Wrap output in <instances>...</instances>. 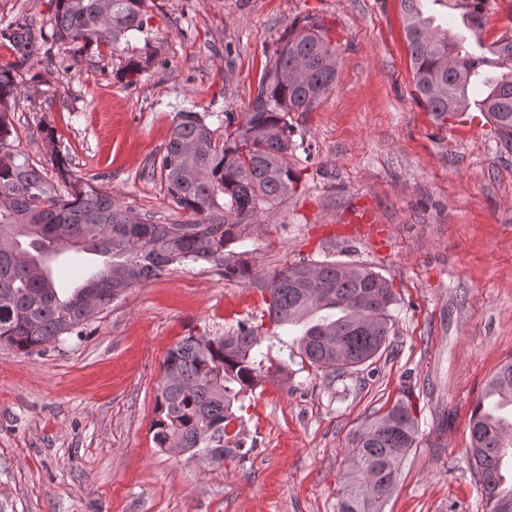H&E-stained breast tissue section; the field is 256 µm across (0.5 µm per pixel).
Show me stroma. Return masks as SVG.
Instances as JSON below:
<instances>
[{
  "instance_id": "stroma-1",
  "label": "stroma",
  "mask_w": 512,
  "mask_h": 512,
  "mask_svg": "<svg viewBox=\"0 0 512 512\" xmlns=\"http://www.w3.org/2000/svg\"><path fill=\"white\" fill-rule=\"evenodd\" d=\"M144 32L73 56L52 40L56 0H0V67L19 89L12 142L51 182L55 154L155 224L181 223L149 161L175 113L223 139L278 38L313 20L337 48L336 86L293 119L303 189L257 225L251 262H366L397 298L372 363L321 371L274 344L235 427L246 458L211 465L149 432L161 365L184 336L257 324L263 298L206 263L127 289L81 334L42 352L0 347V501L6 512H336L348 451L404 400L419 438L384 512H485L470 415L512 359V148L489 123L446 120L415 98L400 0H144ZM47 45L14 46L7 24ZM137 72H129L130 63Z\"/></svg>"
}]
</instances>
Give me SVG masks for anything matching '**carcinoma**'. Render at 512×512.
Returning <instances> with one entry per match:
<instances>
[{
	"instance_id": "cac0c4a2",
	"label": "carcinoma",
	"mask_w": 512,
	"mask_h": 512,
	"mask_svg": "<svg viewBox=\"0 0 512 512\" xmlns=\"http://www.w3.org/2000/svg\"><path fill=\"white\" fill-rule=\"evenodd\" d=\"M465 3L462 25L483 29L490 0H401L417 98L439 117L474 106L512 145V35L489 46L471 44L453 27L435 24L428 5ZM143 0H57L53 38L80 54L94 43H118L143 29ZM337 50L314 23L294 24L278 39L275 58L239 124L224 141L198 112L176 113L169 141L152 162L171 201L187 212L181 224L144 222L90 182L71 176L68 159L53 158L65 192L43 169L11 151L7 105L18 89L0 68V346L32 353L79 333L121 293L157 278L175 264L212 263L226 280H246L262 293L269 320L296 327L300 357L334 373L374 360L393 331L391 282L366 264L302 258L272 273L251 264L253 228L300 188L288 164L299 145L292 113L314 111L336 82ZM71 244L62 247L58 236ZM106 258L95 278L64 292L45 256L64 252ZM262 326L240 324L222 336L189 335L168 350L157 385L153 440H176L186 452L224 461L244 457L247 442L228 431L241 419L245 397L262 380ZM470 450L486 512H512V495L497 493L512 450V361L490 380L470 417ZM417 441L411 407L399 402L374 419L349 451L336 512H383Z\"/></svg>"
}]
</instances>
